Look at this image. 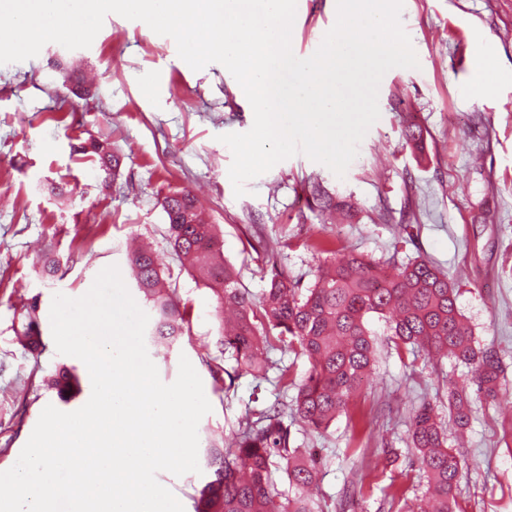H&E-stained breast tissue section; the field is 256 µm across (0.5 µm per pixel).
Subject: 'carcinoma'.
<instances>
[{
  "label": "carcinoma",
  "mask_w": 512,
  "mask_h": 512,
  "mask_svg": "<svg viewBox=\"0 0 512 512\" xmlns=\"http://www.w3.org/2000/svg\"><path fill=\"white\" fill-rule=\"evenodd\" d=\"M403 136L413 152L424 155L419 125L405 126ZM75 151L94 156L107 175L122 164L121 153L106 139ZM161 207L179 270L217 297L215 320L233 366L230 371L210 368L213 377L224 373L232 383L248 374L260 382L278 371L279 382L296 390L291 416L312 431H327L362 391L376 360L370 328L375 317L384 321L396 350L414 356L422 352L436 362L450 359L467 369L466 381L448 390V423L456 431L469 426L477 399H495L507 391L499 359L476 344L448 275L429 261L417 259L389 274L383 264L341 253L320 240L310 249L329 258L317 267L308 288L276 274L256 300L240 287L238 271L224 259L217 225L201 217L191 191L169 193ZM128 266L153 316L150 340L156 353L166 357L189 323L171 287L173 273L161 269L153 252L144 248L128 254ZM21 335L30 349L43 348L35 301L28 305ZM295 350L310 361L307 375L298 382L290 379V367L271 357L274 351ZM47 385L66 403L80 391L73 367L49 374ZM284 415L276 407L247 410L230 440L207 447L205 467L211 473L195 490V512H319L310 490L319 481L321 463L311 449L295 446ZM409 432L429 499V507L420 505L418 512H456V488L466 459L448 446V431L431 404L413 410ZM277 473L287 478L288 492L279 490Z\"/></svg>",
  "instance_id": "carcinoma-1"
}]
</instances>
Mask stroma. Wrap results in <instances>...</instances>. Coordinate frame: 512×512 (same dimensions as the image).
Listing matches in <instances>:
<instances>
[{
	"label": "stroma",
	"instance_id": "35a3bbf8",
	"mask_svg": "<svg viewBox=\"0 0 512 512\" xmlns=\"http://www.w3.org/2000/svg\"><path fill=\"white\" fill-rule=\"evenodd\" d=\"M335 22L336 0H297L294 53L318 48ZM401 22L420 66L383 76L380 118L345 176L298 154L248 182L240 197L228 176L232 153L218 137L248 131L254 114L221 64L192 70L172 38L110 14L90 47L49 43L34 58L0 65V468L13 466L44 407L58 402L45 375L64 364L80 376L82 392L66 411L91 394L84 363L56 351L53 295L80 297L103 268L126 269L132 239L176 270L159 201L177 188L197 195L256 297L275 272L310 285L324 257L303 247L308 237L396 266L418 257L440 266L476 340L498 353L512 385V0H404ZM488 59L499 77L478 97L471 78ZM410 122L426 131L424 159L402 137ZM100 136L125 156L110 177L75 151ZM316 185L345 203L344 215L329 219L312 196ZM56 186L63 197L53 195ZM47 254L60 262L53 278L41 273ZM175 286L190 330L154 362L167 384L183 356L201 377L212 405L198 426L204 444L237 430L246 407L264 408L282 393L248 375L231 386L214 380L207 362L222 349L216 297L186 273ZM34 298L45 343L36 358L17 335ZM372 328L376 366L347 414L322 434L291 424L297 445L326 461L325 512L349 488L355 512H387L394 489L413 506L425 481L408 446L411 409L425 401L442 408L464 379L453 362L397 354L383 321ZM387 448L397 450L395 462L383 460ZM457 448L470 464L456 489L463 512H512V397L479 406Z\"/></svg>",
	"mask_w": 512,
	"mask_h": 512
}]
</instances>
